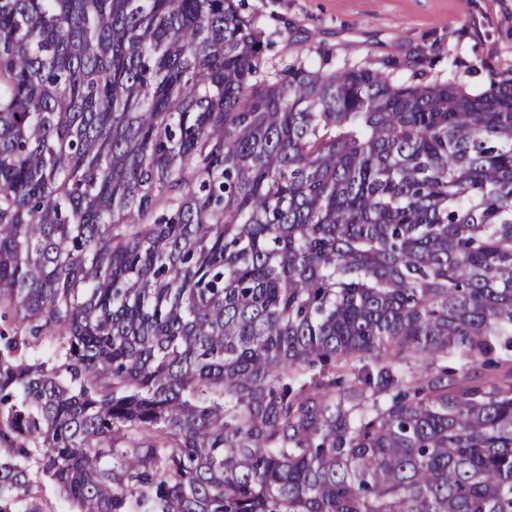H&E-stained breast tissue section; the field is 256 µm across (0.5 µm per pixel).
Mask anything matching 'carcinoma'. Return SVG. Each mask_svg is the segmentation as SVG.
I'll use <instances>...</instances> for the list:
<instances>
[{
  "instance_id": "carcinoma-1",
  "label": "carcinoma",
  "mask_w": 512,
  "mask_h": 512,
  "mask_svg": "<svg viewBox=\"0 0 512 512\" xmlns=\"http://www.w3.org/2000/svg\"><path fill=\"white\" fill-rule=\"evenodd\" d=\"M266 45L0 0V512H512V78ZM36 491L43 508L48 510V512L73 511L69 502L60 495L58 489L49 481L43 480L36 488Z\"/></svg>"
}]
</instances>
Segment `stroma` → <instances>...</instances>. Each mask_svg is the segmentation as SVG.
<instances>
[{"label":"stroma","mask_w":512,"mask_h":512,"mask_svg":"<svg viewBox=\"0 0 512 512\" xmlns=\"http://www.w3.org/2000/svg\"><path fill=\"white\" fill-rule=\"evenodd\" d=\"M246 14L273 38L269 69L294 57L332 66L397 65L447 78L448 64H464L467 91L492 77L512 75V0H242Z\"/></svg>","instance_id":"1"}]
</instances>
